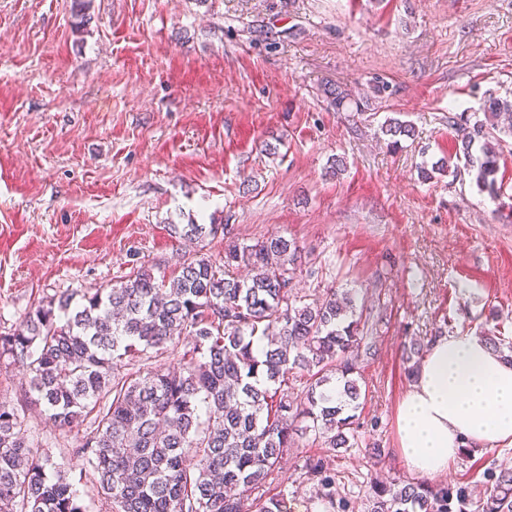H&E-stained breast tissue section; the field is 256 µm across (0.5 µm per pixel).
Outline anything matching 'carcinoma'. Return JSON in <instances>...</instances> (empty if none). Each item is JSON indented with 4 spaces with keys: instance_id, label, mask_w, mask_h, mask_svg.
I'll use <instances>...</instances> for the list:
<instances>
[{
    "instance_id": "obj_1",
    "label": "carcinoma",
    "mask_w": 512,
    "mask_h": 512,
    "mask_svg": "<svg viewBox=\"0 0 512 512\" xmlns=\"http://www.w3.org/2000/svg\"><path fill=\"white\" fill-rule=\"evenodd\" d=\"M336 109L360 98L327 87ZM484 119L450 117L464 164H432L453 180L467 175L498 193V134L512 132V101L490 97ZM413 134L393 119L390 145ZM430 169V170H432ZM420 167L421 178H431ZM183 239L224 236V264L205 256L183 261L170 284L141 265L116 283L42 300L0 333V361L28 375V405L60 430L83 428L80 441L53 451L34 448L21 416L0 401V512H87L77 485L112 503V512H288L273 475L297 438L334 453L365 443L378 465L384 449L364 442L356 412L366 398L361 373L371 354L357 292L329 288L298 295L292 281L319 269L294 238L239 243L231 224H174ZM189 339L182 366H150ZM303 380L288 392V383ZM330 456L307 455L329 512L336 499ZM483 496L461 483L371 479L365 512H512V469L487 473Z\"/></svg>"
}]
</instances>
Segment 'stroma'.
<instances>
[{
  "label": "stroma",
  "instance_id": "obj_1",
  "mask_svg": "<svg viewBox=\"0 0 512 512\" xmlns=\"http://www.w3.org/2000/svg\"><path fill=\"white\" fill-rule=\"evenodd\" d=\"M88 3L82 22L74 0H0V331L139 265L172 281L200 250L176 224L297 238L322 267L300 287L355 289L378 321L358 415L386 458L350 448L333 461L337 495L364 512L371 475L411 476L396 432L404 344L491 329L512 344V137L498 197L419 173L455 154L449 115L512 98V0ZM328 83L368 109L336 110ZM390 118L414 130L396 148ZM335 157L346 169L332 177ZM26 387L0 367L26 440L53 443ZM504 467L512 447L479 449L443 479L479 491ZM275 484L292 512H323L295 457Z\"/></svg>",
  "mask_w": 512,
  "mask_h": 512
}]
</instances>
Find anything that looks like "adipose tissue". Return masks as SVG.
Segmentation results:
<instances>
[{"instance_id":"adipose-tissue-1","label":"adipose tissue","mask_w":512,"mask_h":512,"mask_svg":"<svg viewBox=\"0 0 512 512\" xmlns=\"http://www.w3.org/2000/svg\"><path fill=\"white\" fill-rule=\"evenodd\" d=\"M397 432L406 468L428 477L462 448L512 446V363L477 336L432 341L400 402Z\"/></svg>"}]
</instances>
